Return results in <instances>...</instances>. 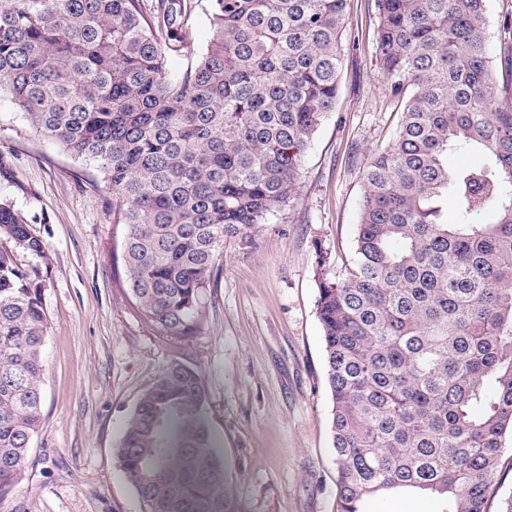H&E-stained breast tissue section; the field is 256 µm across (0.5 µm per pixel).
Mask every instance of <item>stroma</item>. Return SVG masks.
Returning a JSON list of instances; mask_svg holds the SVG:
<instances>
[{
    "instance_id": "35a3bbf8",
    "label": "stroma",
    "mask_w": 512,
    "mask_h": 512,
    "mask_svg": "<svg viewBox=\"0 0 512 512\" xmlns=\"http://www.w3.org/2000/svg\"><path fill=\"white\" fill-rule=\"evenodd\" d=\"M179 67L210 39V0H184ZM375 0H349L336 109L304 159L296 199L250 244L230 239L185 348L134 311L113 249L112 195L95 168L35 133L0 98V195L49 259L39 263L47 325L39 433L0 512H144L113 450L141 393L175 358L203 374L230 512H335L336 456L317 315L318 274L353 257L362 171L388 147L401 100L376 58ZM499 79L512 80V0H487Z\"/></svg>"
}]
</instances>
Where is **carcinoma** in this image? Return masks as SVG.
Instances as JSON below:
<instances>
[{"label": "carcinoma", "mask_w": 512, "mask_h": 512, "mask_svg": "<svg viewBox=\"0 0 512 512\" xmlns=\"http://www.w3.org/2000/svg\"><path fill=\"white\" fill-rule=\"evenodd\" d=\"M486 2L376 0L377 62L404 107L364 170L351 265L318 277L336 512L415 490L488 512L512 438V87L494 75ZM346 8L211 0V40L180 72L181 0L151 22L139 0H0V95L100 173L127 293L165 343L199 333L224 241L250 242L297 196L336 108ZM19 250L48 258L0 198V499L44 385L45 288ZM206 403L180 358L139 397L113 456L145 512H228Z\"/></svg>", "instance_id": "carcinoma-1"}]
</instances>
